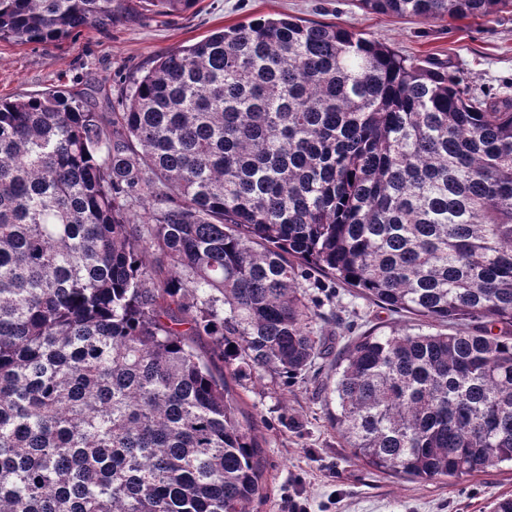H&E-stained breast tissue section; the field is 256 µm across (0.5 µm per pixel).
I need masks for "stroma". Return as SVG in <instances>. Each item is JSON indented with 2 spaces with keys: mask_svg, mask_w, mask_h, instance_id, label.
<instances>
[{
  "mask_svg": "<svg viewBox=\"0 0 512 512\" xmlns=\"http://www.w3.org/2000/svg\"><path fill=\"white\" fill-rule=\"evenodd\" d=\"M288 15L337 24L384 43L397 54L447 67L472 93L512 97V9L451 23L376 14L357 0H196L185 12L143 8L118 12L112 25L83 31L60 44L0 41V98L47 89L93 92L99 111L122 109L131 82L167 52L214 31L260 16ZM312 304L336 310L326 334L332 354L301 374L266 373L230 380L234 398L257 429L263 490L251 512H488L512 495V467L500 465L442 483H416L355 460L337 434L325 388L333 383L335 350L358 336L390 328H426L421 317L390 312L318 272L303 281Z\"/></svg>",
  "mask_w": 512,
  "mask_h": 512,
  "instance_id": "stroma-1",
  "label": "stroma"
}]
</instances>
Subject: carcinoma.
<instances>
[{
	"label": "carcinoma",
	"mask_w": 512,
	"mask_h": 512,
	"mask_svg": "<svg viewBox=\"0 0 512 512\" xmlns=\"http://www.w3.org/2000/svg\"><path fill=\"white\" fill-rule=\"evenodd\" d=\"M112 3L0 0V40L58 44ZM511 4L360 0L450 22ZM304 267L450 327L336 360L356 460L420 482L512 463L511 98L281 16L162 55L120 112L0 100V512H250L255 426L215 361L311 365L326 318Z\"/></svg>",
	"instance_id": "1"
}]
</instances>
